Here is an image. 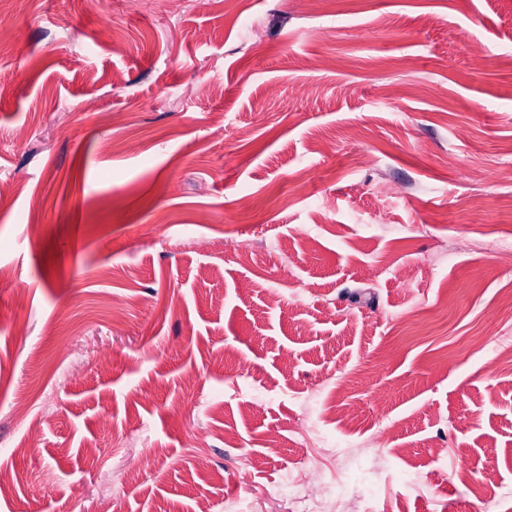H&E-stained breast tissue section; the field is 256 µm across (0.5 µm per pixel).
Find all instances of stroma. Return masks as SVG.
Listing matches in <instances>:
<instances>
[{
    "label": "stroma",
    "mask_w": 512,
    "mask_h": 512,
    "mask_svg": "<svg viewBox=\"0 0 512 512\" xmlns=\"http://www.w3.org/2000/svg\"><path fill=\"white\" fill-rule=\"evenodd\" d=\"M0 26V512H286L304 460L366 512H507L455 474L512 487V0Z\"/></svg>",
    "instance_id": "35a3bbf8"
}]
</instances>
